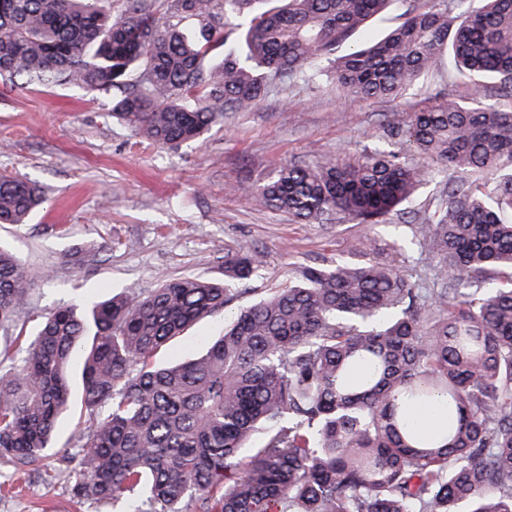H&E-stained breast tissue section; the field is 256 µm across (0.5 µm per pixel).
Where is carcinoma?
I'll return each instance as SVG.
<instances>
[{
    "label": "carcinoma",
    "mask_w": 512,
    "mask_h": 512,
    "mask_svg": "<svg viewBox=\"0 0 512 512\" xmlns=\"http://www.w3.org/2000/svg\"><path fill=\"white\" fill-rule=\"evenodd\" d=\"M397 1L401 21L356 40ZM465 76L389 137L398 149L327 153L274 167L255 204L305 224H388L418 188L454 174L414 236L438 258L418 288L401 245L306 266L224 320L204 350L154 357L224 314L259 253L224 260V280H165L147 292L63 304L17 334L0 372V463L41 464L59 418L80 407L73 494L135 512H512V0H5L0 79L111 98V115L161 147L191 144L226 112L300 82L348 98L395 99L426 74ZM43 203L0 176V224ZM34 280L0 244V330ZM445 408L446 434L413 409ZM262 437L252 443L255 433ZM224 329V317L206 318L189 327L182 336L177 337L172 345L156 356L159 363H169L178 359L182 349L194 343L198 338L207 336L211 339L222 334Z\"/></svg>",
    "instance_id": "carcinoma-1"
}]
</instances>
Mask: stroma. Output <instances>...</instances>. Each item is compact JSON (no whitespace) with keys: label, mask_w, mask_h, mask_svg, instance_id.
Here are the masks:
<instances>
[{"label":"stroma","mask_w":512,"mask_h":512,"mask_svg":"<svg viewBox=\"0 0 512 512\" xmlns=\"http://www.w3.org/2000/svg\"><path fill=\"white\" fill-rule=\"evenodd\" d=\"M451 90L468 96L466 79L436 76L395 100L346 99L331 80L268 96L252 111L230 112L203 143L161 149L139 141L110 116L103 94L64 86H0V175L38 182L45 202L29 223L0 224L35 280L17 328L33 331V313L86 296L151 290L169 277L220 279L224 258L257 251L263 276L240 283L231 308L286 283L300 267L356 259L363 238L386 256L401 237L412 279L431 287L436 265L407 224H300L256 207L253 186L273 167L325 153L383 148L387 126ZM75 416L60 424L44 472L0 465V512H128L129 502L78 499L72 492Z\"/></svg>","instance_id":"obj_1"}]
</instances>
